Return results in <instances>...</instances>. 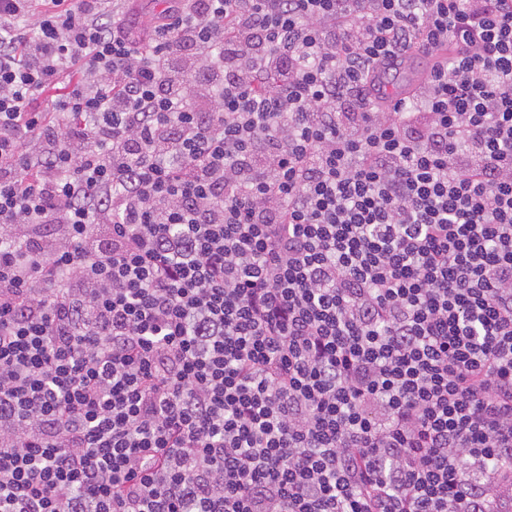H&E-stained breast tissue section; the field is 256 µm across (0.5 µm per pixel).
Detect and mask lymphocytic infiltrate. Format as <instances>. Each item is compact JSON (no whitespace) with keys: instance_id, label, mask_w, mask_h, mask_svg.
<instances>
[{"instance_id":"f902f5d3","label":"lymphocytic infiltrate","mask_w":512,"mask_h":512,"mask_svg":"<svg viewBox=\"0 0 512 512\" xmlns=\"http://www.w3.org/2000/svg\"><path fill=\"white\" fill-rule=\"evenodd\" d=\"M131 2L0 0V512H512V0Z\"/></svg>"}]
</instances>
